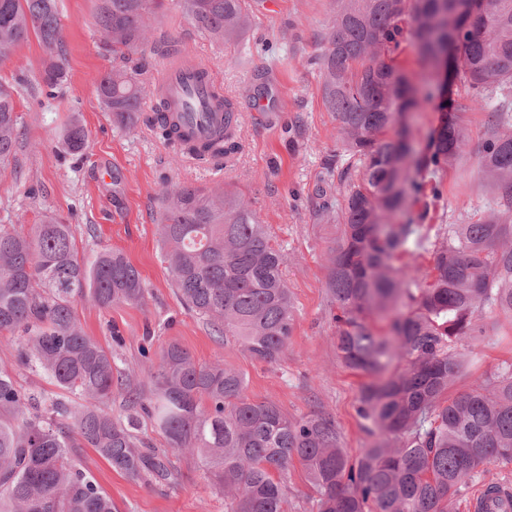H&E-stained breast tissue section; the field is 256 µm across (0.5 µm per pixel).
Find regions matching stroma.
<instances>
[{
    "label": "stroma",
    "instance_id": "stroma-1",
    "mask_svg": "<svg viewBox=\"0 0 512 512\" xmlns=\"http://www.w3.org/2000/svg\"><path fill=\"white\" fill-rule=\"evenodd\" d=\"M255 20L244 35L263 55L244 54L202 36L180 14L150 17L152 35L176 38L181 49L204 59L240 115L241 148L223 170L177 157L152 126L156 99L145 96L140 120L129 131L113 127L96 93L113 57L100 47L97 0H59L66 79L44 88L45 55L37 38L0 63V84L13 91L21 136L12 165L0 170V227L24 232L46 214L71 224L79 251H122L147 290L141 304L99 308L78 301L75 314L88 336L111 350L122 375L141 377L156 365L163 347L177 343L203 365L221 364L242 373L247 393L278 404L289 416L328 413L344 446L355 455L372 438L357 415L361 376L344 368L336 350L335 309L324 284L328 249L340 231L316 224L311 209L322 185L323 163L336 145V123L323 103L314 36L330 17V0H249ZM79 118L89 132L82 154H66L60 131ZM210 189L221 185L241 194L265 224L274 245L287 255L284 277L293 294L295 324L284 356L274 364L253 360L244 349L217 336L175 293L162 261L159 190L165 185ZM490 200L475 162L449 170L448 210L484 211ZM141 435L167 450L177 474L173 485L145 484L112 469L94 449L74 451L77 463L108 494L118 512H225L224 493L195 455L170 450L152 426Z\"/></svg>",
    "mask_w": 512,
    "mask_h": 512
}]
</instances>
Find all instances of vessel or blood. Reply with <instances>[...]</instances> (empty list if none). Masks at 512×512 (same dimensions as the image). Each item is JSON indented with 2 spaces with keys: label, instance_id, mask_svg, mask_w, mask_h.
I'll return each mask as SVG.
<instances>
[{
  "label": "vessel or blood",
  "instance_id": "obj_1",
  "mask_svg": "<svg viewBox=\"0 0 512 512\" xmlns=\"http://www.w3.org/2000/svg\"><path fill=\"white\" fill-rule=\"evenodd\" d=\"M202 70L199 60L185 51L165 61L157 80L173 111L180 113L185 136L198 145L208 139L209 110L218 95L212 76L203 75Z\"/></svg>",
  "mask_w": 512,
  "mask_h": 512
}]
</instances>
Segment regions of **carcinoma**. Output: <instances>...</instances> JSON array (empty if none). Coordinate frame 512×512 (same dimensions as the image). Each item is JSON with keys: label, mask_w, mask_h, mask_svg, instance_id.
Listing matches in <instances>:
<instances>
[{"label": "carcinoma", "mask_w": 512, "mask_h": 512, "mask_svg": "<svg viewBox=\"0 0 512 512\" xmlns=\"http://www.w3.org/2000/svg\"><path fill=\"white\" fill-rule=\"evenodd\" d=\"M157 0H98L96 25L121 65L97 82L112 124L132 129L145 87L133 56L145 55ZM203 36L227 46L254 21L248 0H170ZM314 61L323 103L336 121L337 147L324 161V187L312 211L337 224L325 286L336 306V348L343 366L364 378L357 413L373 437L358 455L343 448L324 412L288 416L247 395L236 370L204 366L178 344L165 347L154 390L114 385V360L85 334L74 304H139L140 272L118 250L90 260L72 225L47 216L25 234L0 229V337H24L19 360L40 369L61 394L19 385L0 368V512H115L112 499L72 459L92 448L134 480L172 485L167 452L138 436L147 418L171 449L197 455L224 490L227 512H287L288 470L298 461L318 512H456L458 497L491 463L512 464V359L450 389L480 344L512 331V0H332ZM45 55L43 83L66 79L57 0H0V61L30 35ZM423 72L397 61L405 35ZM456 51L448 52L450 42ZM448 54V77L465 95L441 100L442 124L424 144L409 119L436 96L435 74ZM496 100L477 147L478 171L494 206L478 220L459 211L453 224H429L444 199L448 169L467 156L463 117ZM19 116L0 86V168L16 153ZM204 148L240 149L229 123L212 128ZM77 119L62 131L68 154L84 150ZM159 231L172 282L185 307L273 364L288 348L294 300L275 247L241 196L193 186L161 192ZM431 256L423 271L400 264ZM386 322L377 328L375 322ZM119 394L135 413L105 410Z\"/></svg>", "instance_id": "cac0c4a2"}]
</instances>
